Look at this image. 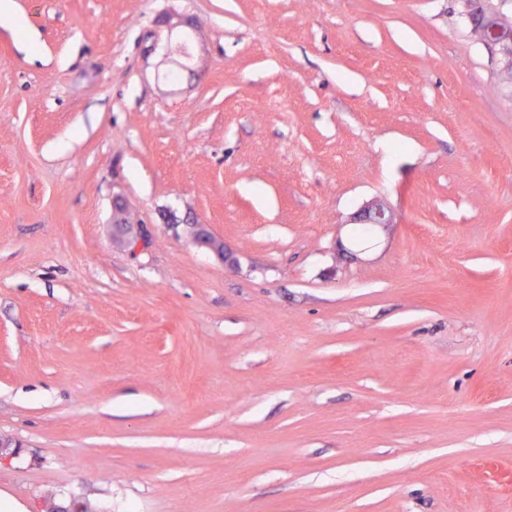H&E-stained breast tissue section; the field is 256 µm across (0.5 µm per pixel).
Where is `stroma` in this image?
Listing matches in <instances>:
<instances>
[{
    "instance_id": "obj_1",
    "label": "stroma",
    "mask_w": 512,
    "mask_h": 512,
    "mask_svg": "<svg viewBox=\"0 0 512 512\" xmlns=\"http://www.w3.org/2000/svg\"><path fill=\"white\" fill-rule=\"evenodd\" d=\"M13 3L0 497L512 512V91L462 0ZM121 201L120 197H115L112 205V223L115 224V227H122L124 231L122 234L123 244L124 246L132 253H135L139 250L141 245L147 240L148 235L144 232L143 226L134 225V224H123L124 220L122 219V212L119 208V202ZM351 224H370L371 226L389 227L398 223V216L390 204L383 198L374 197L366 201L353 216Z\"/></svg>"
}]
</instances>
